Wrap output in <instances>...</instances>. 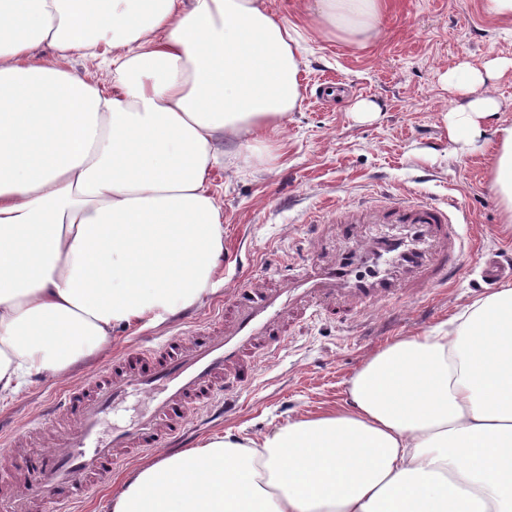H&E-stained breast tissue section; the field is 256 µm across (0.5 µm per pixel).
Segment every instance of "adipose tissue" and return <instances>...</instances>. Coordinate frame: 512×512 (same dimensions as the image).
<instances>
[{"mask_svg": "<svg viewBox=\"0 0 512 512\" xmlns=\"http://www.w3.org/2000/svg\"><path fill=\"white\" fill-rule=\"evenodd\" d=\"M355 46L382 0H312ZM299 31L264 0H0V401L71 379L116 329L204 303L224 260L211 190L302 99ZM108 70L111 88L39 59ZM512 58L445 70L457 129L487 136L512 223V124L484 130ZM109 512H512V288L368 354L343 404L260 437L135 464ZM36 54L46 62L57 63L61 66H69L70 65V66L74 67L76 70L85 74L86 78L91 82H96V83H99L100 85L105 84L102 82V80H103L102 72L94 66L85 64L77 56H73L71 58L70 64H68L67 62L63 61L51 48H49L45 44L36 50Z\"/></svg>", "mask_w": 512, "mask_h": 512, "instance_id": "obj_1", "label": "adipose tissue"}]
</instances>
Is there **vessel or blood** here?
<instances>
[{
	"label": "vessel or blood",
	"instance_id": "vessel-or-blood-1",
	"mask_svg": "<svg viewBox=\"0 0 512 512\" xmlns=\"http://www.w3.org/2000/svg\"><path fill=\"white\" fill-rule=\"evenodd\" d=\"M455 207L415 197L336 208L338 220L323 225L325 234L361 239L365 224L386 225L390 232L361 239V253L336 258L320 251L296 275L238 288L228 310L209 326L124 350L84 386L56 394L36 426L65 420L69 428L57 451L30 449L28 496L42 499L47 512H71L122 465L123 449L147 453L185 443L190 411L238 397L261 360L287 346L291 325L349 317L370 304H394L447 283L464 252L450 217ZM132 395L149 399V410L124 428L104 431L106 417Z\"/></svg>",
	"mask_w": 512,
	"mask_h": 512
}]
</instances>
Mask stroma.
Here are the masks:
<instances>
[{
    "instance_id": "35a3bbf8",
    "label": "stroma",
    "mask_w": 512,
    "mask_h": 512,
    "mask_svg": "<svg viewBox=\"0 0 512 512\" xmlns=\"http://www.w3.org/2000/svg\"><path fill=\"white\" fill-rule=\"evenodd\" d=\"M387 2L381 36L356 47L314 34L305 0H265L276 19L302 35L303 98L288 115L277 158L242 167L235 176L221 164L210 173L224 205L222 281L206 303L162 326L118 331L84 372L94 373L138 344L203 327L223 312L233 289L268 272L295 269L314 241L313 220L325 219L332 201L356 205L411 195L455 200L457 223L473 228L466 240L472 252L458 277L415 300L375 307L352 323L294 326L287 350L262 364L232 413L211 421L199 411L206 424L194 445L262 432L342 403L348 380L368 353L434 328L464 303L493 292L482 277L481 253L512 259V224L503 223L489 186L491 150L480 141L450 140L444 124L450 94L441 82L454 65L512 57V30L488 20L485 0ZM361 101L374 103L375 111L355 112ZM61 389L60 382L34 379L13 401L0 404V425L30 422ZM52 438L40 431L19 441L11 457L0 458V471L12 474L0 483V512H11L21 494L27 448Z\"/></svg>"
}]
</instances>
